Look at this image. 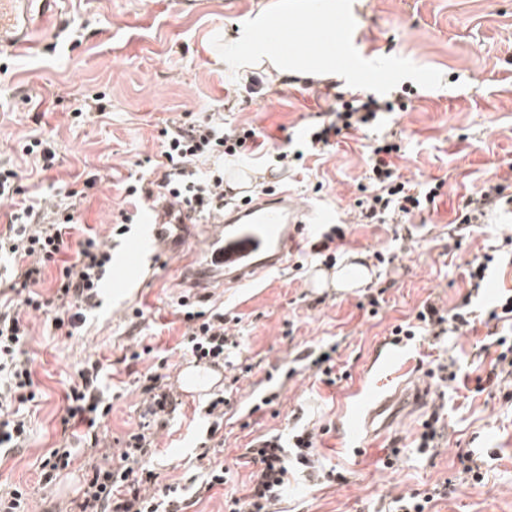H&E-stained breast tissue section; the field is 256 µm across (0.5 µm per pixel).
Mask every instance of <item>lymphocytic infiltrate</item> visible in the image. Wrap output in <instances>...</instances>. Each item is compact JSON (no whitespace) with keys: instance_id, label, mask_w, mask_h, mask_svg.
Instances as JSON below:
<instances>
[{"instance_id":"lymphocytic-infiltrate-1","label":"lymphocytic infiltrate","mask_w":512,"mask_h":512,"mask_svg":"<svg viewBox=\"0 0 512 512\" xmlns=\"http://www.w3.org/2000/svg\"><path fill=\"white\" fill-rule=\"evenodd\" d=\"M406 109V104L398 99L371 94L354 96L337 106L334 120L314 127L307 150L310 154L321 155L330 147L332 138L342 131L374 125L380 113ZM158 140L160 150L149 176L139 177L135 183L127 185L126 197L133 206L153 198L173 199L184 208L185 219L191 224L210 218L225 206L224 157L253 153L259 148L255 130H239L210 120H166ZM369 149L368 195L358 203L364 223L384 222L390 214L409 217L421 210L425 202L435 200L438 186L402 178L394 163L400 152L398 144L382 136L375 138ZM208 159L213 162L212 168L198 173L197 162ZM16 177L14 170L0 169V198L10 197L15 201L8 215V233L0 237V249L8 250L17 262L25 263L23 281L34 284L43 266L59 261L64 237L72 227L74 216L69 213L61 221L45 222L47 203L22 196ZM511 187L508 183L497 182L467 198L457 219L461 232H468L484 217L486 205H511L512 196L507 193ZM111 260L107 243L90 231L79 241L75 258L60 261L52 299L58 308L54 318L56 327L75 330L84 322L86 312L100 307L101 282ZM47 303L38 293L30 291L17 300L15 307L0 309V450L9 452L22 447L27 439V423L19 408L35 402L37 391L28 362L23 358L29 336L23 315L45 310ZM178 305L183 310L187 343L196 361L220 363L226 350L237 348L235 336L227 331L228 319L223 312L193 310L186 296L180 298ZM472 321L473 312L467 306L447 312L425 301L413 322L393 328L390 343L396 346L402 340L410 341L422 334L436 340L459 332ZM100 371L99 362H85L66 394L67 421L84 425L94 448L100 444L101 423L111 411L98 386ZM149 446L145 433L131 434L119 453V465L92 466L79 497L72 500L68 512H186L192 499L226 482V468L211 461L199 466L192 494H184L172 485L158 493L148 492L147 484L156 478L152 470L141 465ZM313 446V435L305 430L295 434L289 446L278 435L252 439L240 455L251 467L246 492L242 497L227 500L226 512H276L275 507L288 487L291 468H314Z\"/></svg>"}]
</instances>
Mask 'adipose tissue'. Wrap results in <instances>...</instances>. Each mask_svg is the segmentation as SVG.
Here are the masks:
<instances>
[{
    "label": "adipose tissue",
    "instance_id": "ef3b65f1",
    "mask_svg": "<svg viewBox=\"0 0 512 512\" xmlns=\"http://www.w3.org/2000/svg\"><path fill=\"white\" fill-rule=\"evenodd\" d=\"M347 10L345 0H323L313 7L310 0H272L258 9L244 30L235 56L246 70H260L273 76L325 79L336 74V47L318 38L308 39L305 49H289L288 21L303 18L308 29H318L322 20Z\"/></svg>",
    "mask_w": 512,
    "mask_h": 512
}]
</instances>
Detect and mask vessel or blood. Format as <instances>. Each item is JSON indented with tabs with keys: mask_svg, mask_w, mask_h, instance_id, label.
<instances>
[{
	"mask_svg": "<svg viewBox=\"0 0 512 512\" xmlns=\"http://www.w3.org/2000/svg\"><path fill=\"white\" fill-rule=\"evenodd\" d=\"M33 3L34 0H0V46H38L37 36L17 29L20 8H31ZM173 212V207L163 205L147 226L149 239L170 249L186 239L182 225L173 220ZM303 215L296 198L285 190L271 196L247 197L228 207L218 223L211 226L200 250V261L188 270L190 286L207 288L220 280L228 286L241 285L263 272L287 265L286 246L304 232ZM422 402L420 388L400 385L351 416L347 430L354 435L386 434L400 410L416 409Z\"/></svg>",
	"mask_w": 512,
	"mask_h": 512,
	"instance_id": "1",
	"label": "vessel or blood"
}]
</instances>
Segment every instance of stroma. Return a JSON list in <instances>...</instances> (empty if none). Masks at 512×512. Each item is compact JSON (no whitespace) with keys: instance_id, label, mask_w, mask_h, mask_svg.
<instances>
[{"instance_id":"obj_1","label":"stroma","mask_w":512,"mask_h":512,"mask_svg":"<svg viewBox=\"0 0 512 512\" xmlns=\"http://www.w3.org/2000/svg\"><path fill=\"white\" fill-rule=\"evenodd\" d=\"M259 0H70L61 20L38 25L40 44L21 55L0 48V166L17 172L26 194L66 206L64 190L76 176L95 177L87 200L75 211L76 224L65 236L63 258L87 230L112 241L120 260L126 244L141 231L132 223L114 235L125 210L123 181L150 169L159 151L163 121L222 120L261 131L269 149L299 150L307 129L332 102L324 81H273L257 85L240 80L224 58L227 35L243 29ZM357 25L349 31L336 78L338 93L382 95L413 89L405 112L382 114L380 129L395 131L402 154L395 163L413 183L441 180L435 201L415 213L408 226L363 224L357 202L367 169L368 130L337 137L321 157L305 156L300 169L285 172L269 154L227 158L225 173L243 169L253 183L280 175L276 189H288L310 205L313 224L296 241L285 268L267 273L257 284L202 290L204 309L238 317L231 331L253 362L242 375L224 417V450L218 461L229 468L226 484L212 489L186 512H224V501L241 494L249 467L238 456L263 434L291 439L299 429L317 436L316 453L324 469L342 481L310 480L296 470L278 508L280 512H392L396 497L449 482L448 497L430 512H512V385L476 392L477 378L494 370V354L479 355L489 331L483 314L505 290H512V213L490 209L483 224L466 239L451 227L464 201L484 182L512 167V0H355ZM104 96L107 112L85 115L91 98ZM236 101L224 109L225 98ZM49 141L58 162L46 175L31 173L24 145ZM346 238L335 267L313 255L310 243L333 225ZM134 275L122 283L105 278L102 305L88 314L74 335L56 328L52 314L27 317L26 347L39 404L27 415L24 448L0 455V494L20 487L29 495L30 512H61L76 498L91 464L116 453L143 421L146 375H161L177 404L165 428L153 432L150 467L158 486H190L197 454L207 442L205 411L219 393L216 385L185 393L176 376L190 356L183 346L186 325L177 301L185 289L170 260L154 261L153 248ZM492 255L483 294L468 299V262ZM366 266L370 280L361 288L317 286L321 276L353 259ZM379 292L378 315L361 309L367 292ZM444 309L469 302L478 319L474 329L441 337L436 348L419 341L395 346L396 364L379 356L392 328L412 318L426 299ZM337 346V368L347 379L328 386L313 371L294 367L296 351ZM140 359H132V352ZM455 358L461 384L443 385L428 377L435 359ZM100 361V388L112 410L99 430L103 450H87L80 438H64L65 392L79 364ZM273 371L282 382L276 404L258 413L256 381ZM413 379L430 390L428 407H444L448 430L431 455L420 454L414 440L421 414L397 419L390 435L347 439L343 426L368 406L380 390ZM70 442L78 454L51 485L40 481L41 460L49 449ZM479 458L484 475L473 483L460 453ZM393 467H385L386 458Z\"/></svg>"}]
</instances>
